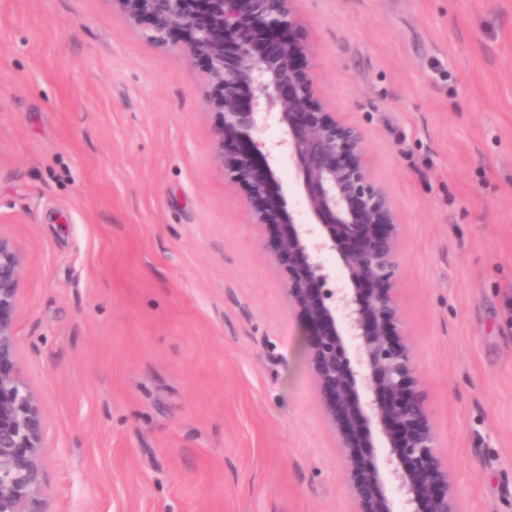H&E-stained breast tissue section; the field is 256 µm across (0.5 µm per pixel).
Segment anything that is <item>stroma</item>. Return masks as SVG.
I'll use <instances>...</instances> for the list:
<instances>
[{"mask_svg":"<svg viewBox=\"0 0 512 512\" xmlns=\"http://www.w3.org/2000/svg\"><path fill=\"white\" fill-rule=\"evenodd\" d=\"M319 97L402 223L461 512H512V0H298ZM202 65L111 0H0V234L23 252L31 512H354L304 318L213 155Z\"/></svg>","mask_w":512,"mask_h":512,"instance_id":"stroma-1","label":"stroma"}]
</instances>
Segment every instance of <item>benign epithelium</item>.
Segmentation results:
<instances>
[{
	"mask_svg": "<svg viewBox=\"0 0 512 512\" xmlns=\"http://www.w3.org/2000/svg\"><path fill=\"white\" fill-rule=\"evenodd\" d=\"M155 43H176L203 63L217 116L213 152L246 187L251 221L284 227L273 259L287 274L288 304L309 329V360L321 408L335 431L356 512H459L426 402L398 296L401 222L372 178L363 132L317 96L296 0H112ZM273 119L282 138H257ZM295 166L304 220L273 195L276 151ZM340 262L329 288L326 256ZM24 258L0 235V512H30L40 487L44 417L23 380L14 335ZM352 347L355 363L346 357ZM376 425L380 468L368 449Z\"/></svg>",
	"mask_w": 512,
	"mask_h": 512,
	"instance_id": "benign-epithelium-1",
	"label": "benign epithelium"
}]
</instances>
